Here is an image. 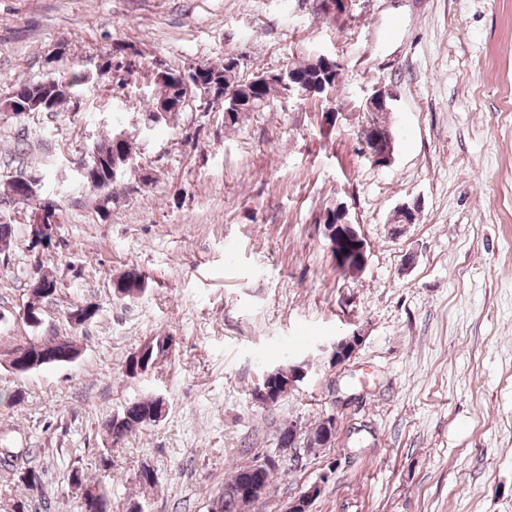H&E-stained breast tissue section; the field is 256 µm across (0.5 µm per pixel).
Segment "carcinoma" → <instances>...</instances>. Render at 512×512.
I'll return each mask as SVG.
<instances>
[{
  "label": "carcinoma",
  "instance_id": "carcinoma-1",
  "mask_svg": "<svg viewBox=\"0 0 512 512\" xmlns=\"http://www.w3.org/2000/svg\"><path fill=\"white\" fill-rule=\"evenodd\" d=\"M203 76L214 80L222 88L224 97L218 100L224 112L228 113L230 125L239 123L241 116L247 112H257L270 106L275 95L284 96L288 93L299 95L309 94V97H321L335 90L336 60L332 58L322 59L314 56L305 62L295 65L287 63L283 65L275 76L265 80L254 75L247 79L239 77V68L227 63L220 65L201 66ZM175 74L172 69L167 70V78L161 79L158 74H153L154 97L148 104V112L144 118L151 119L158 112L157 105L162 97L186 99L188 94L194 93L193 84H177L170 80ZM87 76L74 74L66 81L47 79L37 83H25L17 89L22 94L17 106L25 112H55L72 96L76 95ZM132 158L130 142L123 137H115L112 140L96 146L92 150V156L84 164L91 169L90 184L100 190L109 187L117 180L116 173L128 167ZM44 284L42 288H34L30 291L31 300L41 302L56 292V283L47 274L41 275ZM121 297H136L144 292L146 287L145 277L142 273L132 268L126 271L118 281ZM170 336H154L147 344V359L138 365L125 360L124 374L126 377H136L154 368L162 358L169 354L168 340ZM70 337H63L58 341L56 336H38L23 344L27 350L38 352H53L55 357L52 363L62 364L67 362V342ZM167 402L160 397L147 396L128 406L121 413L124 423L116 422V417L107 419L103 425L107 440L112 443L125 440L140 429L158 422L166 413ZM33 453L30 448L14 450L3 448L0 450V466L8 470H18L22 474V482L29 494L33 496L43 495L40 474L30 466L29 456ZM275 467L257 469L254 466L241 465L235 467L230 477L224 482V488L220 496L214 502L213 512H244L249 504L243 497L245 487L251 484H260L270 487ZM69 481L83 487L91 493L97 494L100 512H110L111 502L103 483L87 482L83 472L74 470L70 474Z\"/></svg>",
  "mask_w": 512,
  "mask_h": 512
}]
</instances>
